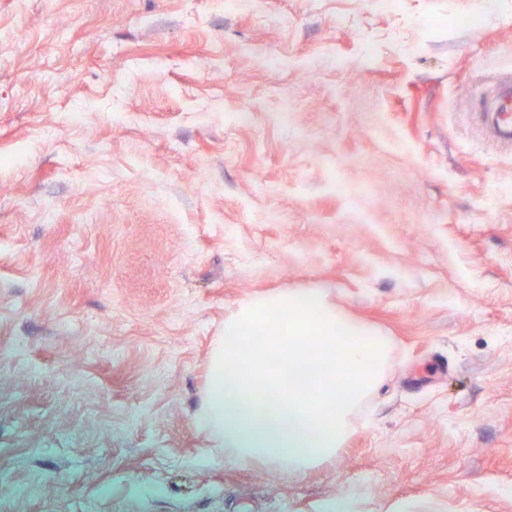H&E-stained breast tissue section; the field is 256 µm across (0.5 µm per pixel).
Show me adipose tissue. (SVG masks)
Here are the masks:
<instances>
[{"mask_svg":"<svg viewBox=\"0 0 512 512\" xmlns=\"http://www.w3.org/2000/svg\"><path fill=\"white\" fill-rule=\"evenodd\" d=\"M389 353L318 290L249 299L224 320L197 424L230 457L305 473L341 447Z\"/></svg>","mask_w":512,"mask_h":512,"instance_id":"ef3b65f1","label":"adipose tissue"}]
</instances>
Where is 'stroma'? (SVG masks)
<instances>
[{"mask_svg": "<svg viewBox=\"0 0 512 512\" xmlns=\"http://www.w3.org/2000/svg\"><path fill=\"white\" fill-rule=\"evenodd\" d=\"M511 62L512 0H0V512H512V154L464 111ZM300 288L391 351L293 474L195 417Z\"/></svg>", "mask_w": 512, "mask_h": 512, "instance_id": "35a3bbf8", "label": "stroma"}]
</instances>
